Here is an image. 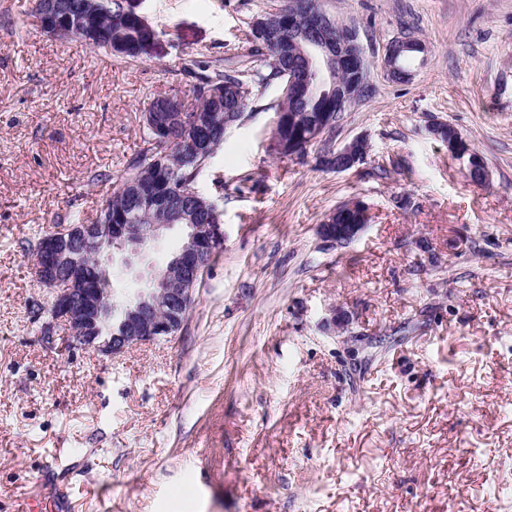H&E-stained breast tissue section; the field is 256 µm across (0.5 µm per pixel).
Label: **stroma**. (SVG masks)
Here are the masks:
<instances>
[{"label":"stroma","instance_id":"1","mask_svg":"<svg viewBox=\"0 0 512 512\" xmlns=\"http://www.w3.org/2000/svg\"><path fill=\"white\" fill-rule=\"evenodd\" d=\"M32 4L0 0V512H512V0H321L369 93L301 161L273 149L278 83L253 87L204 178L223 250L182 329L116 359L46 343L33 247L100 208L185 60L253 65L282 0H130L159 36L136 61L20 29ZM400 37L424 47L403 81ZM360 137L362 164L318 165ZM353 199L367 230L325 248ZM272 13H273V11L264 12L263 14H260V15L272 14ZM251 22L249 24V33H252V30H253V34L256 35L257 37H259L260 39L264 40L267 45H271V44L275 43V40H276L275 35L277 34L279 24H280L279 18L272 16V15H264L263 17L255 18L252 23V27H251ZM253 34H252V37H253ZM411 41L407 39H400L389 45L387 52L384 57L383 65L387 75L395 78H405L409 75L408 71L405 70L402 65L395 62L397 54L408 47ZM428 131L448 143V150L456 156L468 155V172L476 171L479 179L473 183H483L487 180V172L481 158L473 153L468 147L461 134L454 128L448 127L447 123L433 122L429 125Z\"/></svg>","mask_w":512,"mask_h":512}]
</instances>
